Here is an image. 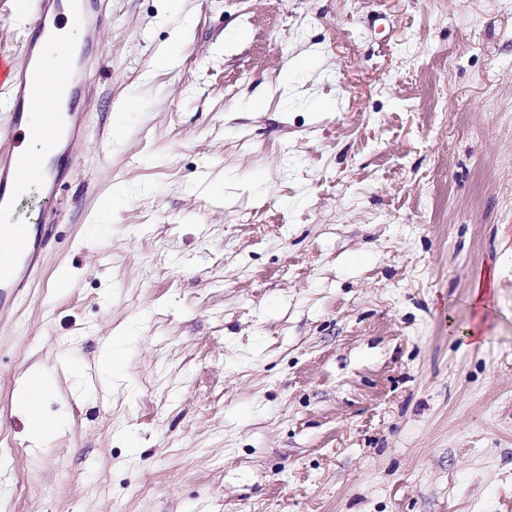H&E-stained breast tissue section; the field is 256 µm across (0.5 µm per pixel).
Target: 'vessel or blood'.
Returning a JSON list of instances; mask_svg holds the SVG:
<instances>
[{
    "label": "vessel or blood",
    "mask_w": 512,
    "mask_h": 512,
    "mask_svg": "<svg viewBox=\"0 0 512 512\" xmlns=\"http://www.w3.org/2000/svg\"><path fill=\"white\" fill-rule=\"evenodd\" d=\"M13 13L32 20L33 32L22 47L21 60L0 52V86L11 89L10 121L0 127V315L7 314L18 296L33 288L49 242L47 230L57 223L53 210L40 211L36 224H17L13 216L30 183L54 190L66 167L55 148L59 141L76 146L81 140L82 112L93 94L92 74L100 69L98 55H65L54 81L40 69V44L55 38L63 22L84 27L102 22L104 0H13ZM42 101L48 118L41 129L42 153L20 152L19 140L28 125L31 105Z\"/></svg>",
    "instance_id": "vessel-or-blood-1"
}]
</instances>
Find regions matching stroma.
<instances>
[{
	"instance_id": "35a3bbf8",
	"label": "stroma",
	"mask_w": 512,
	"mask_h": 512,
	"mask_svg": "<svg viewBox=\"0 0 512 512\" xmlns=\"http://www.w3.org/2000/svg\"><path fill=\"white\" fill-rule=\"evenodd\" d=\"M178 3L96 29L0 512H512V0ZM494 283L495 273L490 269L479 272L475 277L470 297L476 314L475 322H478L490 309L491 288ZM46 389V383L41 371L34 368L29 371L25 384L18 391L19 395L23 394V401L32 433V442L37 448L47 447L51 434L64 426L62 420L47 423L40 414L39 403L41 397L43 398L45 395Z\"/></svg>"
}]
</instances>
